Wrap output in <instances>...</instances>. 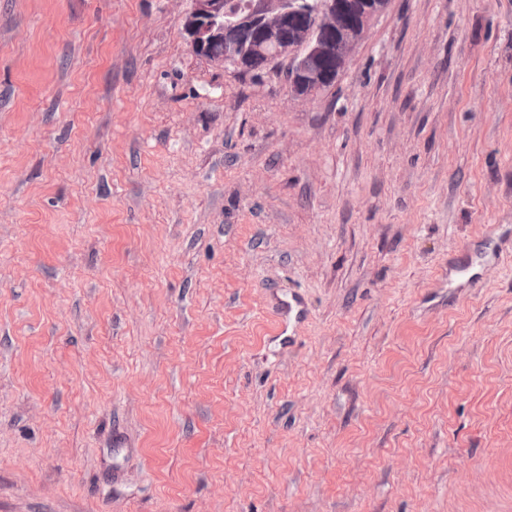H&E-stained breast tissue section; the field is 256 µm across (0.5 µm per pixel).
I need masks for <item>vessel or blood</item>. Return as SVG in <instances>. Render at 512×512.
<instances>
[{
	"label": "vessel or blood",
	"mask_w": 512,
	"mask_h": 512,
	"mask_svg": "<svg viewBox=\"0 0 512 512\" xmlns=\"http://www.w3.org/2000/svg\"><path fill=\"white\" fill-rule=\"evenodd\" d=\"M512 252V234L498 230L483 237L477 246L466 250L464 256L450 259L443 272V286L451 296H459L475 289L486 270L499 266L505 255ZM272 312L275 316L273 335L281 348L293 346L296 336L308 319L309 309L301 295L292 292L274 296Z\"/></svg>",
	"instance_id": "1"
}]
</instances>
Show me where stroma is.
Masks as SVG:
<instances>
[{"label":"stroma","instance_id":"1","mask_svg":"<svg viewBox=\"0 0 512 512\" xmlns=\"http://www.w3.org/2000/svg\"><path fill=\"white\" fill-rule=\"evenodd\" d=\"M187 6L0 0V512H512V260L439 285L512 225V0H391L311 97ZM511 251V234L498 230L483 237L477 246L468 248L460 258L448 259V269L443 272L442 285L451 296H459L475 289L486 270L498 267ZM272 312L276 318L273 328L275 340H279L282 349L292 347L309 316L305 300L295 292L288 293V297L273 293Z\"/></svg>","mask_w":512,"mask_h":512}]
</instances>
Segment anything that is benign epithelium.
I'll use <instances>...</instances> for the list:
<instances>
[{"instance_id": "1", "label": "benign epithelium", "mask_w": 512, "mask_h": 512, "mask_svg": "<svg viewBox=\"0 0 512 512\" xmlns=\"http://www.w3.org/2000/svg\"><path fill=\"white\" fill-rule=\"evenodd\" d=\"M181 23L192 52L235 74L252 70L259 56L267 64L288 60V87L308 96L336 82L371 22L388 0H246L226 10L224 0H188Z\"/></svg>"}]
</instances>
